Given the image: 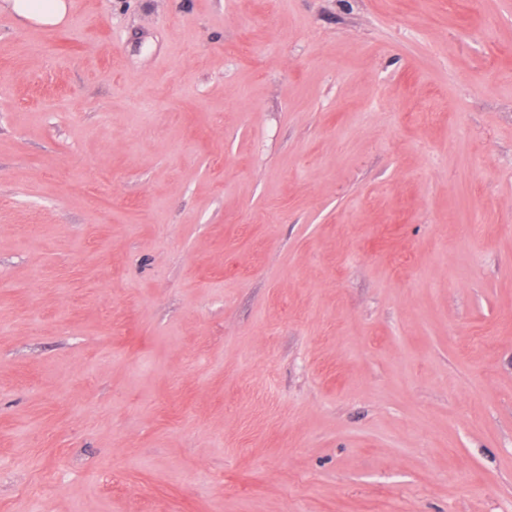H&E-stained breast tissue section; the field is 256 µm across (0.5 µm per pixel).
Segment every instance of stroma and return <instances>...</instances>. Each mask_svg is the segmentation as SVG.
Wrapping results in <instances>:
<instances>
[{"mask_svg": "<svg viewBox=\"0 0 512 512\" xmlns=\"http://www.w3.org/2000/svg\"><path fill=\"white\" fill-rule=\"evenodd\" d=\"M0 10V512H512V0ZM8 7L19 17L43 26L63 23L70 12L67 0H6Z\"/></svg>", "mask_w": 512, "mask_h": 512, "instance_id": "stroma-1", "label": "stroma"}]
</instances>
